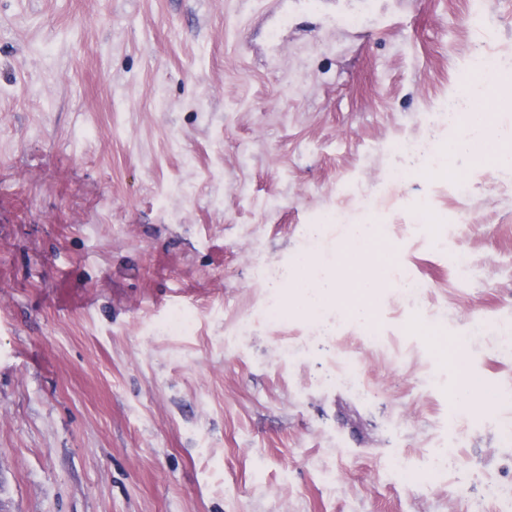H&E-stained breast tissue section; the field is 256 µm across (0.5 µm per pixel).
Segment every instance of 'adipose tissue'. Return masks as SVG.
Instances as JSON below:
<instances>
[{
  "instance_id": "1",
  "label": "adipose tissue",
  "mask_w": 512,
  "mask_h": 512,
  "mask_svg": "<svg viewBox=\"0 0 512 512\" xmlns=\"http://www.w3.org/2000/svg\"><path fill=\"white\" fill-rule=\"evenodd\" d=\"M481 109L467 113L465 123L492 129L487 152L496 165L512 166V134L497 130L498 112L512 108V75L498 70L488 72L478 88ZM335 267L319 262L316 254L304 259L306 273L297 279L294 290L284 299L289 312L317 316L336 305L358 322L374 317L376 298L392 261L393 250L375 224L350 225L347 235L336 246Z\"/></svg>"
}]
</instances>
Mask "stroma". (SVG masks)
Segmentation results:
<instances>
[{
    "instance_id": "35a3bbf8",
    "label": "stroma",
    "mask_w": 512,
    "mask_h": 512,
    "mask_svg": "<svg viewBox=\"0 0 512 512\" xmlns=\"http://www.w3.org/2000/svg\"><path fill=\"white\" fill-rule=\"evenodd\" d=\"M493 43L512 0H0V512H512V169L403 153ZM366 221L375 320L284 312Z\"/></svg>"
}]
</instances>
